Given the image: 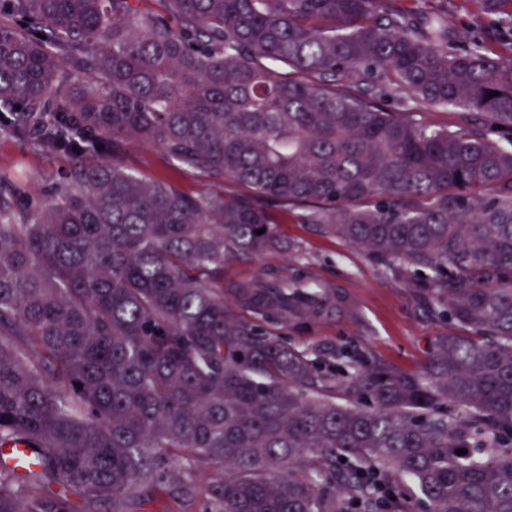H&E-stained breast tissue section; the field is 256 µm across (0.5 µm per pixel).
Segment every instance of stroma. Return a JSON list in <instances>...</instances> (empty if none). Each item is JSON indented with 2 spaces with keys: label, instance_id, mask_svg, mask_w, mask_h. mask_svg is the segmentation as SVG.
I'll return each instance as SVG.
<instances>
[{
  "label": "stroma",
  "instance_id": "35a3bbf8",
  "mask_svg": "<svg viewBox=\"0 0 512 512\" xmlns=\"http://www.w3.org/2000/svg\"><path fill=\"white\" fill-rule=\"evenodd\" d=\"M120 159L131 170L173 182L189 194L213 189L207 177L182 171L150 144H127ZM70 166L66 155L49 154L0 135V173L18 177L27 195L46 197L51 184ZM278 229L296 245V252L226 260L225 302L245 317H253V310L237 293L238 285L250 282L259 270H286L300 260L310 274L325 284L350 292L358 311L285 315L269 323L272 334L307 350L327 366L339 363L343 352L363 351L384 364L416 371L426 363L436 338L451 333V325L436 317L427 297L416 295L407 281L391 274L382 261L371 258L364 250L325 233L321 225L302 222L298 210L282 213Z\"/></svg>",
  "mask_w": 512,
  "mask_h": 512
}]
</instances>
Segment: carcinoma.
I'll return each mask as SVG.
<instances>
[{
    "instance_id": "cac0c4a2",
    "label": "carcinoma",
    "mask_w": 512,
    "mask_h": 512,
    "mask_svg": "<svg viewBox=\"0 0 512 512\" xmlns=\"http://www.w3.org/2000/svg\"><path fill=\"white\" fill-rule=\"evenodd\" d=\"M137 2L0 0V133L71 157L45 201L0 174V448L33 464L0 461V512H413L410 482L420 512H512V150L385 105L511 134L512 0H472L495 46L458 43L448 0ZM130 142L244 193L88 158ZM270 200L460 333L416 372L331 370L237 314L224 259L294 248ZM322 289L264 271L240 295L268 314ZM181 459L224 471L200 492Z\"/></svg>"
}]
</instances>
